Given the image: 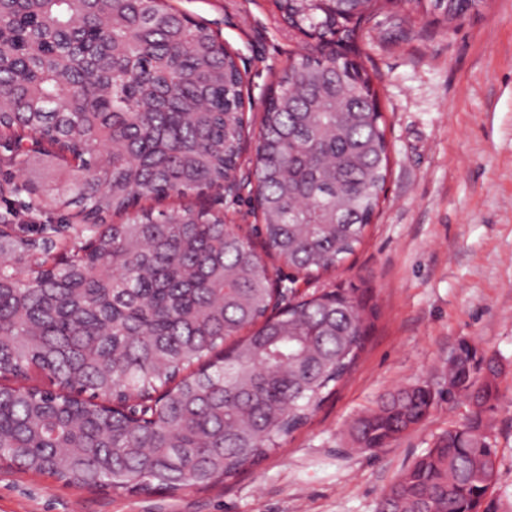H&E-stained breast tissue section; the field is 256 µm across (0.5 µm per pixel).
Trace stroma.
Returning a JSON list of instances; mask_svg holds the SVG:
<instances>
[{"label": "stroma", "mask_w": 512, "mask_h": 512, "mask_svg": "<svg viewBox=\"0 0 512 512\" xmlns=\"http://www.w3.org/2000/svg\"><path fill=\"white\" fill-rule=\"evenodd\" d=\"M205 22L235 53L252 123L291 58L306 50L272 0H169ZM361 59L387 123L390 171L363 243L321 283L366 289L378 311L366 350L315 416L258 467L175 494L129 495L68 486L0 464V512H375L433 438L466 421L446 396L460 341L501 367L490 414L498 477L490 512H512V0H486L455 23L407 10L366 27ZM0 146V212L58 224L28 207ZM239 233L261 244L249 191L214 195ZM424 382L437 396L426 421L390 447L352 443L353 420L395 388Z\"/></svg>", "instance_id": "1"}]
</instances>
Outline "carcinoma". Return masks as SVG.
Listing matches in <instances>:
<instances>
[{
  "mask_svg": "<svg viewBox=\"0 0 512 512\" xmlns=\"http://www.w3.org/2000/svg\"><path fill=\"white\" fill-rule=\"evenodd\" d=\"M486 0H274L311 32L265 102L254 166L263 252L219 210L141 201L220 191L249 133L243 76L210 27L167 0H0V141L32 140L70 167L44 187L90 248L37 256L43 227L1 233L0 384L5 461L66 485L175 493L257 467L305 425L357 362L376 317L360 288L274 308V255L298 274L338 268L379 210L385 121L357 45L405 6L453 23ZM121 218L116 223L113 218ZM196 370H191L192 366ZM500 370L461 343L448 376L466 422L401 471L376 512H483L498 458L485 405ZM139 399L130 413L128 397ZM436 394L399 387L351 427L386 448Z\"/></svg>",
  "mask_w": 512,
  "mask_h": 512,
  "instance_id": "carcinoma-1",
  "label": "carcinoma"
}]
</instances>
